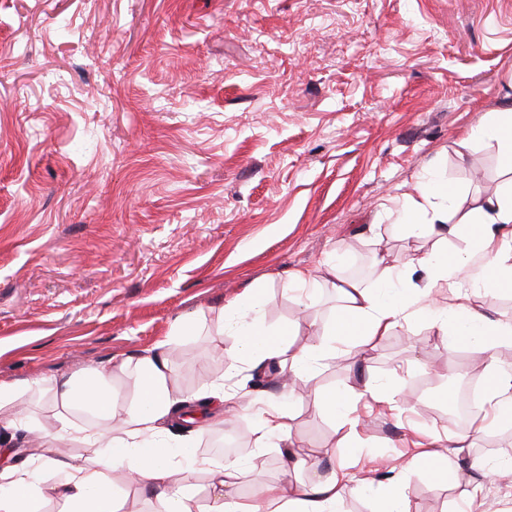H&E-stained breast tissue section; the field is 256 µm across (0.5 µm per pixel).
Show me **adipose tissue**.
<instances>
[{
  "instance_id": "obj_1",
  "label": "adipose tissue",
  "mask_w": 512,
  "mask_h": 512,
  "mask_svg": "<svg viewBox=\"0 0 512 512\" xmlns=\"http://www.w3.org/2000/svg\"><path fill=\"white\" fill-rule=\"evenodd\" d=\"M494 139L501 143L504 162L512 168V111L489 112L460 138V147L473 141ZM394 223L404 236H425L437 242L465 237V249L452 253L432 250L413 252L404 261L383 263L376 284L340 282L345 314L323 325L317 344L291 349L279 332L263 325L264 304L259 297L219 307L212 321L214 343L225 335L236 338L235 356L242 364L278 367L284 389L312 379L337 348L350 346L364 353L398 326L411 322L416 313L428 311L445 348L468 344L483 355L485 415L469 432L449 436L448 453L458 456L472 436L493 424L512 423V373L503 371L495 352L512 343V321L492 320L469 305L470 281L495 288L512 282V187L489 195L459 197L435 175L419 179L413 191L403 193L395 209ZM448 294L447 309L434 308L437 292ZM169 343L158 342L132 362H121L107 371L85 369L56 379L48 388L52 403L72 413L90 405L96 423L67 426L69 440L83 443L86 452L73 461L44 459L43 468L53 478L50 487L36 482L25 466L14 464V449L0 448V512H43L47 492L61 502L60 512H122V501L112 483L114 473L125 475L136 491L151 494L156 512H341L354 491L347 473L336 468L309 466L308 480L294 484L281 479L261 484L256 496L240 491L246 474L241 459L212 460L198 456L195 437L171 448V423L195 424L210 429L224 426V403L231 395L223 386L204 396H184L171 385ZM131 383L136 395L121 400L119 380ZM387 389L373 383L340 392L314 391L312 402L337 419L343 431L342 445L356 447L358 418L349 416V405L368 398L381 403ZM255 442L265 446L278 441L283 450L282 468L295 463L292 415L277 401L262 404ZM436 458L421 452L400 471L398 478L382 483L375 512H410L408 481L411 475L433 476ZM196 470L207 476V502L199 504L197 492L186 474Z\"/></svg>"
}]
</instances>
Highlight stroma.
Returning a JSON list of instances; mask_svg holds the SVG:
<instances>
[{
	"label": "stroma",
	"mask_w": 512,
	"mask_h": 512,
	"mask_svg": "<svg viewBox=\"0 0 512 512\" xmlns=\"http://www.w3.org/2000/svg\"><path fill=\"white\" fill-rule=\"evenodd\" d=\"M512 104V0H0V381H49L137 357L170 334L172 386L266 382L213 348L216 310L260 285L264 323L292 347L339 315L331 285L302 306L290 272L435 249L390 224L393 198L430 169L464 196L512 180L499 144L460 136ZM474 347H442L429 319L366 355L337 350L281 402L301 457L373 484L447 435V390L482 379ZM386 386L357 449L309 391ZM18 462L76 443L46 395L8 410ZM275 444L247 441L258 481ZM412 512H512V483L414 477Z\"/></svg>",
	"instance_id": "stroma-1"
}]
</instances>
